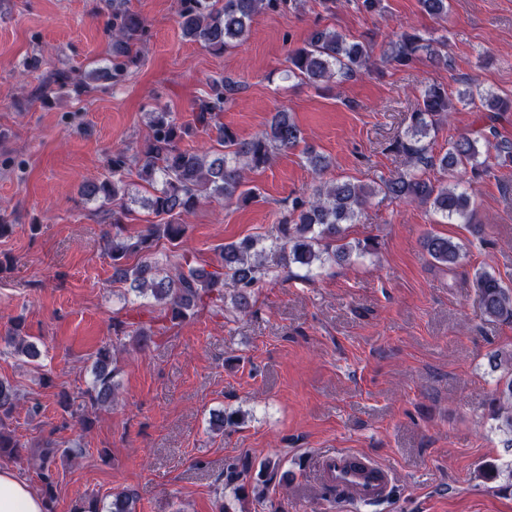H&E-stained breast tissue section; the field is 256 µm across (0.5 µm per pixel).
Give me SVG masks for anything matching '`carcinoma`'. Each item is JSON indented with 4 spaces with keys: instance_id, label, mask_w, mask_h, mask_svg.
Segmentation results:
<instances>
[{
    "instance_id": "cac0c4a2",
    "label": "carcinoma",
    "mask_w": 512,
    "mask_h": 512,
    "mask_svg": "<svg viewBox=\"0 0 512 512\" xmlns=\"http://www.w3.org/2000/svg\"><path fill=\"white\" fill-rule=\"evenodd\" d=\"M288 0H178L177 23L182 35L212 51L236 47L249 33L254 17L263 10H278ZM424 10L433 17L448 15V0H420ZM111 34L109 66L94 69V79L119 83L138 61L137 44L148 35L146 19L120 4L112 5V13L105 22ZM447 44L438 38H424L405 32L390 45L391 61L408 66L421 58L433 64H447L444 51ZM369 44L349 39L328 26L310 30L303 45L288 53V65L282 71L286 82L298 80L310 85L329 82L336 78L349 79L370 65ZM78 91L88 83H72L65 71H53L44 80L38 98L48 103L52 94L68 85ZM209 90L193 105V123L181 124L173 113L156 107L149 113V133L144 143L134 149H117L109 158V175L101 180L85 183L80 196L98 204L112 231L105 234V247L112 260L113 278L128 284L119 295L123 301L129 294L149 299L160 307L170 321H183L197 310L217 301L230 303L239 314L252 308L256 289L275 269L297 266L307 273L328 259L349 262L352 256L364 257L373 245L367 241H350L346 225L361 218L369 199L384 194L401 202L429 203L441 223H471L473 211L470 195L455 174L468 171L478 177L489 168L493 157L499 163L512 165V143L493 142L485 131L474 135L461 134L448 142L446 152H433L431 134L448 118L452 102L448 92L438 85L424 87L417 98L410 125L393 148L405 156V168L372 184H360L351 179L319 182L310 196L296 198L288 206V213L273 225L265 238H244L224 245L215 263L200 261L194 252L183 247L186 227L184 218L210 198L220 196L227 203L253 194L247 172L266 166L272 157L295 147L302 140V132L290 112L274 114L266 128L249 140L239 139L234 132L219 122L230 104L239 84L222 77L208 83ZM479 97L488 112H511L512 99L490 92H465L461 101ZM216 135L218 147L204 150L181 146L184 139ZM438 170L445 178L432 181L427 171ZM136 172L139 187L132 188L126 175ZM141 202L149 213L159 219L149 224L137 236L125 235L124 219L128 203ZM169 247L157 250L160 240ZM423 251L433 265L451 268L464 258L463 248L445 236L429 233L422 241ZM139 260L131 265L127 259ZM474 288L477 302L490 319L512 323V287L487 272L475 273ZM114 336L130 337L135 346L144 351L153 343L152 326L141 325L127 329L125 322L113 320ZM14 353L39 364L42 351L37 344L22 338L21 321L12 323ZM117 346L105 345L96 352L93 362V381L89 391L92 406H110L116 402L119 383L116 360L112 351ZM492 369L508 367L507 376L500 379L502 388L492 402V417L503 434V446L512 448V353H496L489 359ZM19 402L18 389L7 379L0 378V456L19 453L26 447L18 438L3 431L4 420L10 418ZM236 424L235 413L224 410L209 417L211 430L220 432ZM57 444L46 440L31 454L32 467L37 469L45 483L44 495H51L50 464ZM281 463L268 458L260 466L258 477L262 488L254 492V499L262 502L274 477L288 479V473H279ZM249 466L230 465L224 473V485L232 488L233 498L240 500L245 493L243 477ZM137 495L131 491L115 493L107 509L97 503L75 505L73 512H136Z\"/></svg>"
}]
</instances>
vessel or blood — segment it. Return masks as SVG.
<instances>
[{
    "instance_id": "obj_1",
    "label": "vessel or blood",
    "mask_w": 512,
    "mask_h": 512,
    "mask_svg": "<svg viewBox=\"0 0 512 512\" xmlns=\"http://www.w3.org/2000/svg\"><path fill=\"white\" fill-rule=\"evenodd\" d=\"M314 477L336 492L338 505L356 512L359 505L387 500L395 483L394 470L363 452L329 448L318 453Z\"/></svg>"
}]
</instances>
